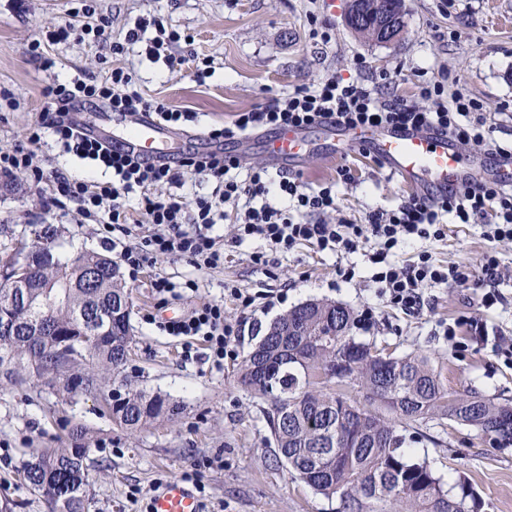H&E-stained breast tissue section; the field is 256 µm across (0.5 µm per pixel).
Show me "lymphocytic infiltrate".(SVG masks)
I'll return each mask as SVG.
<instances>
[{
  "instance_id": "lymphocytic-infiltrate-1",
  "label": "lymphocytic infiltrate",
  "mask_w": 512,
  "mask_h": 512,
  "mask_svg": "<svg viewBox=\"0 0 512 512\" xmlns=\"http://www.w3.org/2000/svg\"><path fill=\"white\" fill-rule=\"evenodd\" d=\"M38 124L30 127L23 141L0 148V176L28 174L42 193L47 208L75 209L77 214L99 224L104 237L134 235L129 225L125 199L137 195L138 207L153 229L138 236L137 243L122 245L118 257L130 277H137L145 264L167 256L186 260L197 267L215 269L224 263V249L211 229L224 217L228 203L242 204L244 216L238 222L237 238L257 237L280 251L305 242L322 252H355L360 243L373 242L368 256L372 279L390 306L407 314L419 313L428 289L448 283L463 284L464 272L439 264L426 251L414 259L396 260L394 250L406 240L446 237L449 220L468 224L483 221L494 240L512 242V188L479 183L456 195L432 202L416 194L404 197L389 210L368 212L358 224L325 222L326 214L337 208V183H350V167L338 170L337 183L307 188L299 175L282 172L271 175L264 166L250 168L238 176V157L194 156L178 165L154 163L132 157L111 145L87 137L75 120V112L99 102L114 112L135 114L156 112L163 123L177 127L195 121L192 112L171 109L161 100L146 96L132 73L113 68L103 81L76 79L69 84H50ZM482 102L462 84H449L447 71L422 76L414 100L380 99L374 87L361 78L331 76L309 87H301L267 104L237 113L224 126L211 128L207 136L231 141L275 127L310 125L324 116L336 117L346 126L373 127L381 124L409 125L415 129L435 128L448 132L462 144L479 148L493 146L494 127L483 115ZM51 130L59 143L79 158L111 168L108 182L71 179L44 169L34 144L44 130ZM214 183L211 195L189 200L179 195L158 196L156 186L180 184L192 177ZM288 202L280 207L270 202V191ZM307 214V221L293 220L292 211ZM174 337H202L209 344V357L223 366L232 353L236 332L224 317V304L214 301L194 310L186 318L163 323Z\"/></svg>"
}]
</instances>
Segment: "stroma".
<instances>
[{
	"label": "stroma",
	"instance_id": "1",
	"mask_svg": "<svg viewBox=\"0 0 512 512\" xmlns=\"http://www.w3.org/2000/svg\"><path fill=\"white\" fill-rule=\"evenodd\" d=\"M85 0H0V89L16 98L15 108L0 109V148L22 140L37 123L47 84L70 83L80 75L103 79L112 72V55L94 36L83 41L51 42ZM98 11L111 16L108 37L123 40L140 22L148 27L123 57L142 89L169 107L195 112L200 132L231 122L236 113L266 103L325 77L384 73L389 81L382 97L411 98L419 75L447 70L487 109L498 142H512V0H455L441 10L439 0H404L405 28L398 41L379 44L352 31L345 23L347 0H97ZM330 28L332 40L321 44L309 36V15ZM177 29L179 55L205 58L211 64L205 82L195 77V64L173 71L147 49L156 23ZM56 58L51 72L37 70L29 55L32 43ZM363 69H356V62ZM43 166L66 175L108 181L112 172L63 152L55 136L45 133L34 147ZM349 166L354 180L343 184L337 170ZM301 180L316 188L335 182L338 214L360 222L366 213L395 207L408 189L371 158L333 161L310 154ZM54 229V254L67 262L83 251L111 254L99 227L83 224L73 212L47 209L26 175L16 181L0 178V248L31 230ZM482 224H452L440 241L403 244L401 260L425 249L442 264L466 267L464 285H440L428 291L422 313L408 315L382 297L362 252L339 256L318 252L302 243L282 253L259 239L236 241L234 215L214 225L211 234L224 247V264L198 269L188 262L161 257L137 279L131 291L133 356L124 375L133 388L161 392L180 403L182 413L131 434L105 415L90 395L78 402L62 392L47 399L13 386L0 389V500L9 499L15 512H44V504L21 474L30 449L59 447L70 426L90 430L93 467L89 475V512H145L155 488L168 480L200 487L204 512H336L337 500L317 494L294 478L269 442L263 403L238 382L243 358L266 328L291 308L309 300L335 302L354 310L372 309V323L355 330L357 340L375 344L397 356L422 354L442 371L449 393L469 391L512 402V364L491 348L463 345L444 334L446 325L477 314L490 328L512 336V243L491 244ZM497 249L503 269L498 289L502 304L483 312L482 294L490 288L480 279L485 252ZM267 257L254 264L253 253ZM354 269L353 279L343 272ZM161 275L174 281L199 283L198 292L174 301L191 312L220 301L231 324L244 333L232 359L215 368L202 339L184 353L181 338L166 335L147 323L157 312L152 281ZM255 297L245 310L224 294L225 285ZM409 455L427 461L447 487L472 486L478 512H512V446L494 444L478 429L448 420L415 426L407 440Z\"/></svg>",
	"mask_w": 512,
	"mask_h": 512
}]
</instances>
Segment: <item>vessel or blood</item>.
Here are the masks:
<instances>
[{"instance_id":"1","label":"vessel or blood","mask_w":512,"mask_h":512,"mask_svg":"<svg viewBox=\"0 0 512 512\" xmlns=\"http://www.w3.org/2000/svg\"><path fill=\"white\" fill-rule=\"evenodd\" d=\"M76 119L91 137L131 155L166 158L185 152L186 134L160 123L149 112L137 114L132 130L119 112H80ZM264 144L270 167L278 171L300 170L315 149L329 160L359 152L373 158L420 196L435 201L477 182L512 186V153L467 154L450 134L440 130L391 125L361 129L325 119L312 128L279 129L265 136ZM150 512H200V507L190 485L171 480L155 492Z\"/></svg>"}]
</instances>
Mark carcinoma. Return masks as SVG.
Wrapping results in <instances>:
<instances>
[{
	"instance_id": "1",
	"label": "carcinoma",
	"mask_w": 512,
	"mask_h": 512,
	"mask_svg": "<svg viewBox=\"0 0 512 512\" xmlns=\"http://www.w3.org/2000/svg\"><path fill=\"white\" fill-rule=\"evenodd\" d=\"M374 5L360 0L352 30L376 38L364 14ZM48 235H35L26 247L42 272L32 292L50 295L48 281L69 284L67 310L47 305L42 324L27 316L10 330H0V385H27L45 391L43 377L73 383L77 395L104 397L127 380L120 377L128 361L130 316L94 340L84 329L99 309L131 305L130 292L117 274L99 270L91 285L78 271L96 267L104 255L86 251L72 262L56 260ZM357 316L331 302L301 304L273 321L241 362L240 383L267 404L265 414L277 456L292 475L317 493L337 498L338 512H474V492L462 484L454 493L424 461L404 450L403 429L427 420H449L479 429L503 443L512 442V404L482 395L448 398L441 370L422 355L383 357L378 349L356 340ZM68 333L70 344L56 350L47 328ZM181 413V405L157 392L126 389L125 400L112 408V420L135 433L161 418ZM68 448H32L23 477L44 501L47 512H86L89 429L73 424Z\"/></svg>"
}]
</instances>
